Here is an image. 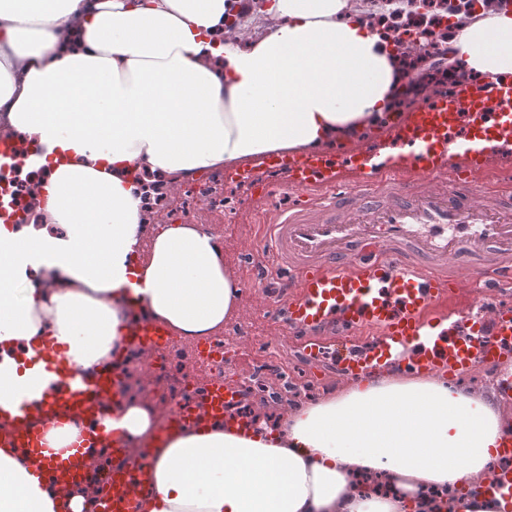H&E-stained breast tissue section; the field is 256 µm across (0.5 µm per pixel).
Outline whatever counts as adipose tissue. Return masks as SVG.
<instances>
[{
	"instance_id": "obj_1",
	"label": "adipose tissue",
	"mask_w": 512,
	"mask_h": 512,
	"mask_svg": "<svg viewBox=\"0 0 512 512\" xmlns=\"http://www.w3.org/2000/svg\"><path fill=\"white\" fill-rule=\"evenodd\" d=\"M272 25L240 41L232 15ZM454 55L485 83L512 72V9L453 22ZM400 59L355 0H0V130L27 143L35 214L0 223V403L52 378L44 337L88 370L122 358L146 315L183 340L222 332L241 286L220 235L158 224L140 172L167 177L360 140L395 121ZM147 444L145 512H505L486 491L512 417L410 371L279 409L275 422H199L105 407ZM99 483L56 489L0 447V512H93Z\"/></svg>"
}]
</instances>
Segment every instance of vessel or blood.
Instances as JSON below:
<instances>
[{
	"instance_id": "1",
	"label": "vessel or blood",
	"mask_w": 512,
	"mask_h": 512,
	"mask_svg": "<svg viewBox=\"0 0 512 512\" xmlns=\"http://www.w3.org/2000/svg\"><path fill=\"white\" fill-rule=\"evenodd\" d=\"M395 164L375 165L378 149L319 148L299 155L264 156L266 178L253 169L225 171L252 196L270 198L285 187L297 200L262 227V255L280 271L278 282L257 275L251 285L270 288L268 313L302 335L307 361L333 352L330 368L344 380H364L390 367L456 377L512 356V174L496 173L473 193L472 172L487 169L486 146L512 144V77L451 93L426 94L390 126ZM463 163L446 165L449 143ZM361 175L352 183L351 175ZM478 289L474 306L448 312L459 280ZM170 330L139 316L130 344L150 349ZM36 402L0 405V446L28 456L56 486L86 481L81 448L63 455L46 448V427L79 418L90 441L110 450L96 512H141L151 487L149 455L132 456L126 440L106 432L99 413L117 396L115 368L91 373L55 367ZM240 390L217 381L202 401L170 405V432L200 414L237 422Z\"/></svg>"
}]
</instances>
